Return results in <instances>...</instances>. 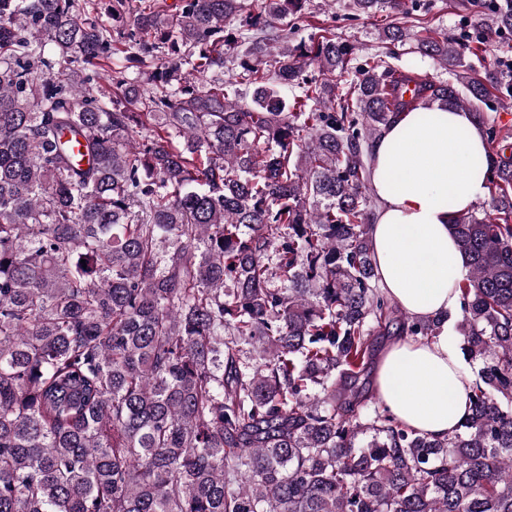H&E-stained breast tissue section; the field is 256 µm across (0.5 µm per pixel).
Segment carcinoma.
<instances>
[{
	"instance_id": "carcinoma-1",
	"label": "carcinoma",
	"mask_w": 512,
	"mask_h": 512,
	"mask_svg": "<svg viewBox=\"0 0 512 512\" xmlns=\"http://www.w3.org/2000/svg\"><path fill=\"white\" fill-rule=\"evenodd\" d=\"M269 2L0 0V512H512V133L481 112L468 413L432 438L361 381L374 337L451 319L376 288L368 141L512 68L464 64L421 0L345 8L453 83L295 44L309 0ZM466 2L512 35V0Z\"/></svg>"
}]
</instances>
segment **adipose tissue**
<instances>
[{
  "label": "adipose tissue",
  "mask_w": 512,
  "mask_h": 512,
  "mask_svg": "<svg viewBox=\"0 0 512 512\" xmlns=\"http://www.w3.org/2000/svg\"><path fill=\"white\" fill-rule=\"evenodd\" d=\"M490 146L470 112L435 105L398 113L373 142L371 186L379 208L370 238L381 289L410 317L455 313L467 270L450 224L487 195L473 168ZM388 408L410 427L442 438L468 412L473 376L449 328L428 340L406 337L381 354L375 373Z\"/></svg>",
  "instance_id": "ef3b65f1"
}]
</instances>
